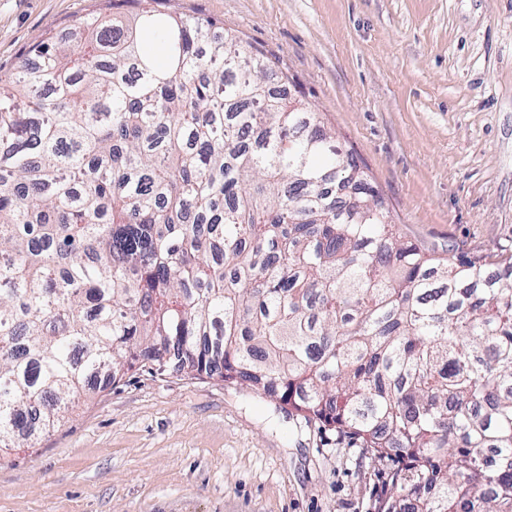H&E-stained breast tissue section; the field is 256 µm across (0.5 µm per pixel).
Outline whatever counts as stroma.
I'll return each mask as SVG.
<instances>
[{"label": "stroma", "mask_w": 512, "mask_h": 512, "mask_svg": "<svg viewBox=\"0 0 512 512\" xmlns=\"http://www.w3.org/2000/svg\"><path fill=\"white\" fill-rule=\"evenodd\" d=\"M95 0H0V71ZM279 58L436 250L512 244V0H161ZM387 463L219 378L129 373L0 464V512H375Z\"/></svg>", "instance_id": "stroma-1"}]
</instances>
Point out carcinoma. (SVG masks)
I'll return each instance as SVG.
<instances>
[{"label": "carcinoma", "instance_id": "cac0c4a2", "mask_svg": "<svg viewBox=\"0 0 512 512\" xmlns=\"http://www.w3.org/2000/svg\"><path fill=\"white\" fill-rule=\"evenodd\" d=\"M0 77V460L129 372L219 376L512 512V245L405 239L278 61L129 0Z\"/></svg>", "mask_w": 512, "mask_h": 512}]
</instances>
